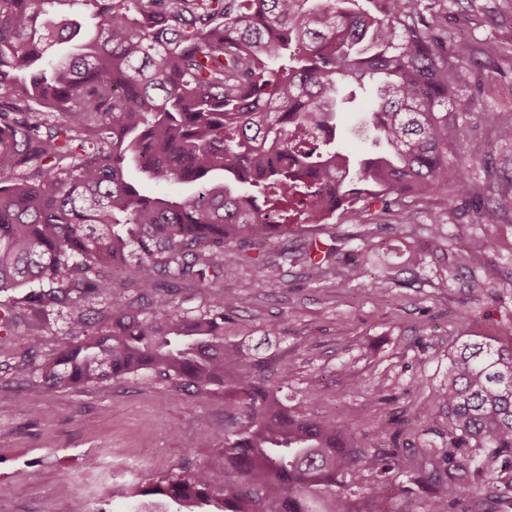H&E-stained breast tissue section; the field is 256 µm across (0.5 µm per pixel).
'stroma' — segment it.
<instances>
[{
  "label": "stroma",
  "mask_w": 512,
  "mask_h": 512,
  "mask_svg": "<svg viewBox=\"0 0 512 512\" xmlns=\"http://www.w3.org/2000/svg\"><path fill=\"white\" fill-rule=\"evenodd\" d=\"M406 2L413 16L439 18L449 41L477 50L460 82L477 108L460 123L465 140L486 144L468 176L485 203L499 206L497 223H477L462 199H410L416 217L402 238L394 233L397 209L376 205L303 225L275 243L289 262L241 269L219 288L237 300L224 341L254 347L256 374L274 380L287 368L289 401L318 390L315 412L332 414L359 446L414 454L429 473L438 463L424 449H448L447 417L428 415L448 389L449 354L470 336L512 345V141L495 133L512 119V0ZM439 211L446 217L436 238L430 225ZM489 234L500 249L489 264L470 266ZM313 238L339 255L324 278L301 259ZM411 248L424 257L420 267L406 264ZM21 297L0 293V307H13L18 320L17 334L0 332V512H71L77 499L87 512L105 503L117 510L138 483L171 472L207 465L222 476L218 389L204 394L141 373L46 390L31 413L42 365L80 331L69 303L37 312ZM28 334L40 337L37 347L25 342ZM108 445L117 457L94 463L92 450Z\"/></svg>",
  "instance_id": "obj_1"
}]
</instances>
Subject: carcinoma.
<instances>
[{
  "instance_id": "obj_1",
  "label": "carcinoma",
  "mask_w": 512,
  "mask_h": 512,
  "mask_svg": "<svg viewBox=\"0 0 512 512\" xmlns=\"http://www.w3.org/2000/svg\"><path fill=\"white\" fill-rule=\"evenodd\" d=\"M0 0V292L40 289L30 308L108 302L112 324L43 366L49 387L81 388L140 371L224 390V478L201 465L140 484L134 512H352L364 473L382 483L414 458L367 453L332 415L290 405L250 374L252 354L224 346L237 299L214 288L182 316L158 291L215 284L266 267L268 243L361 205L465 195L481 224L498 210L471 194L468 163L486 146L459 119L474 102L457 80L474 50L448 57L436 18L402 19L403 0ZM290 50L288 58L281 52ZM367 95L380 150L351 158L337 131L344 98ZM311 131L298 141L292 130ZM460 151L451 154V149ZM160 188L147 194L131 172ZM183 187L192 188L187 194ZM486 239L473 266L498 251ZM336 253L306 259L319 273ZM100 266L151 301L141 315ZM448 467L426 481L420 512H449L470 476H494L512 503V347L468 339L448 364Z\"/></svg>"
}]
</instances>
